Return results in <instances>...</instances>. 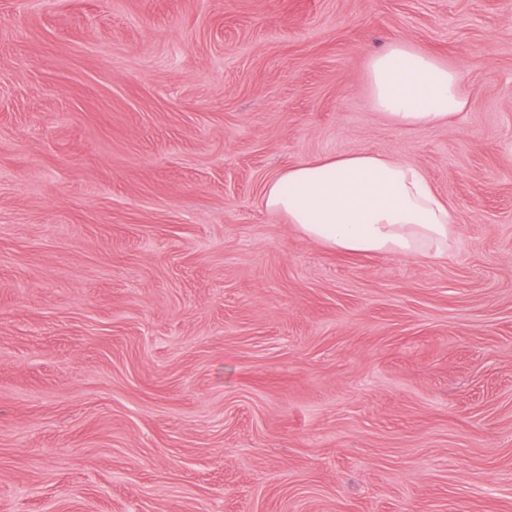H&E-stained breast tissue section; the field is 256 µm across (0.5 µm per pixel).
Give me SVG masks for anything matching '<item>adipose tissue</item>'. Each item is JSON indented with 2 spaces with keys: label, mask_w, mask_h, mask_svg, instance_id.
<instances>
[{
  "label": "adipose tissue",
  "mask_w": 512,
  "mask_h": 512,
  "mask_svg": "<svg viewBox=\"0 0 512 512\" xmlns=\"http://www.w3.org/2000/svg\"><path fill=\"white\" fill-rule=\"evenodd\" d=\"M367 73L374 107L401 128L429 127L467 106L459 70L404 41L371 54ZM262 204L348 254L440 257L450 245L451 211L424 172L373 152L297 162L265 183Z\"/></svg>",
  "instance_id": "obj_1"
}]
</instances>
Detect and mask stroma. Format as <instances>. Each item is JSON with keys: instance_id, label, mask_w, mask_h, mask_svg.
I'll return each instance as SVG.
<instances>
[{"instance_id": "35a3bbf8", "label": "stroma", "mask_w": 512, "mask_h": 512, "mask_svg": "<svg viewBox=\"0 0 512 512\" xmlns=\"http://www.w3.org/2000/svg\"><path fill=\"white\" fill-rule=\"evenodd\" d=\"M394 40L466 110L376 111ZM363 151L446 255L263 206ZM0 512H512V0H0Z\"/></svg>"}]
</instances>
